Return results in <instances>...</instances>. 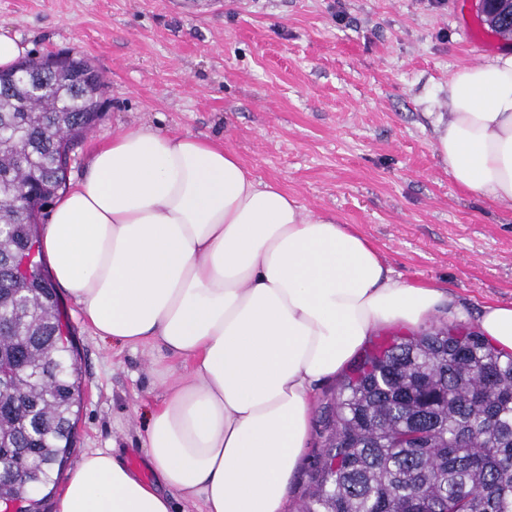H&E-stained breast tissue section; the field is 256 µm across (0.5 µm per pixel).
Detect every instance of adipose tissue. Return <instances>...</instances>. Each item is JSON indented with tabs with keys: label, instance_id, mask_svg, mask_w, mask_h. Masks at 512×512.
<instances>
[{
	"label": "adipose tissue",
	"instance_id": "ef3b65f1",
	"mask_svg": "<svg viewBox=\"0 0 512 512\" xmlns=\"http://www.w3.org/2000/svg\"><path fill=\"white\" fill-rule=\"evenodd\" d=\"M434 152L462 190L512 207V48L459 67ZM56 288L101 340L191 364L167 381L141 445L154 481L86 450L56 512H287L317 386L380 329L422 330L447 289L396 278L334 216L258 181L223 145L160 127L120 130L88 158L42 229ZM475 331L512 351V303Z\"/></svg>",
	"mask_w": 512,
	"mask_h": 512
}]
</instances>
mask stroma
<instances>
[{
  "instance_id": "1",
  "label": "stroma",
  "mask_w": 512,
  "mask_h": 512,
  "mask_svg": "<svg viewBox=\"0 0 512 512\" xmlns=\"http://www.w3.org/2000/svg\"><path fill=\"white\" fill-rule=\"evenodd\" d=\"M0 0V27L29 57L83 55L105 79L104 115L74 148L69 183L123 127L154 125L234 152L261 182L336 216L396 277L447 289L471 328L483 305L512 303V210L458 188L440 168L430 113L437 87L501 46L473 0ZM78 349L81 404L71 461L113 450L144 480V415L163 394L158 350L93 336L59 298ZM341 378L316 391L288 497L300 512Z\"/></svg>"
}]
</instances>
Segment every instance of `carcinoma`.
<instances>
[{
	"label": "carcinoma",
	"instance_id": "1",
	"mask_svg": "<svg viewBox=\"0 0 512 512\" xmlns=\"http://www.w3.org/2000/svg\"><path fill=\"white\" fill-rule=\"evenodd\" d=\"M14 74L0 71V354L18 369L0 386L6 498L55 485L73 447L79 369L38 219L105 87L79 54L45 84ZM312 479L300 512H512V354L434 325L369 356L336 396Z\"/></svg>",
	"mask_w": 512,
	"mask_h": 512
}]
</instances>
